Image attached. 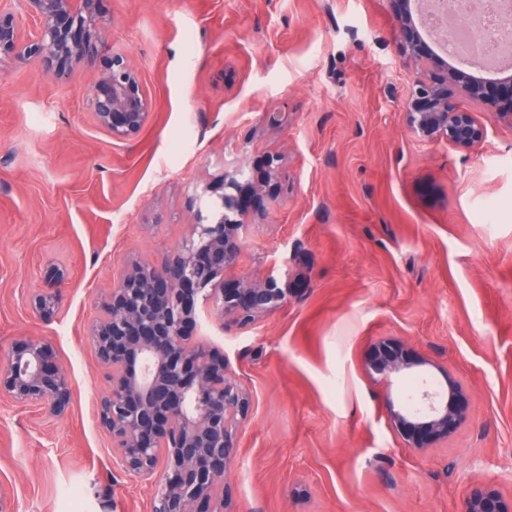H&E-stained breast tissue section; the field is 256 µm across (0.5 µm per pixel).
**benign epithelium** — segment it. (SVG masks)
I'll return each mask as SVG.
<instances>
[{
	"label": "benign epithelium",
	"instance_id": "benign-epithelium-1",
	"mask_svg": "<svg viewBox=\"0 0 512 512\" xmlns=\"http://www.w3.org/2000/svg\"><path fill=\"white\" fill-rule=\"evenodd\" d=\"M416 0H389L402 55L426 65L412 81L404 112L406 126L426 141L472 148L485 137L473 113L454 102L459 92L474 103L497 107L512 124V77L474 79L448 69L425 41L426 28L414 13ZM99 0H21L20 10L0 7V55L36 61L46 75L70 78L75 66L99 53L105 18ZM35 31L27 32V22ZM92 123L112 140L128 142L148 124L153 109L142 76L127 57L112 53L107 67L86 89ZM246 177L238 161L223 164L225 189L192 188L194 223L158 265L133 261L120 269L102 302L88 340L107 370L109 389L99 405L100 426L112 436V454L124 470L158 486L151 512H233L224 472L237 448L238 431L250 398L228 373L224 353L194 335L199 312L221 328H245L282 307L288 291L274 272L224 287V274L242 248L238 192ZM61 301L45 292L32 301L50 319ZM369 369L388 381L424 365L404 355L395 342L374 347ZM73 384L45 338L11 345L0 364V398L58 417L70 406ZM464 393L448 382L440 393L422 385L389 415L409 444L419 450L451 435L465 418ZM463 512H512V496L495 489L469 498Z\"/></svg>",
	"mask_w": 512,
	"mask_h": 512
}]
</instances>
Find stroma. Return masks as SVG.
I'll use <instances>...</instances> for the list:
<instances>
[{
    "instance_id": "obj_1",
    "label": "stroma",
    "mask_w": 512,
    "mask_h": 512,
    "mask_svg": "<svg viewBox=\"0 0 512 512\" xmlns=\"http://www.w3.org/2000/svg\"><path fill=\"white\" fill-rule=\"evenodd\" d=\"M104 43L72 80L0 58V356L50 340L74 393L43 418L0 401V492L12 512H149L97 424L108 390L87 336L129 260L158 263L193 222L187 189L245 164L263 223L245 225L226 287L287 268L288 300L249 328L201 318L248 390L224 482L235 512H462L512 494V124L456 97L478 145L410 134L417 73L398 53L388 0H104ZM127 55L153 101L112 141L84 89ZM283 114L269 127L266 112ZM280 166L279 183L267 184ZM494 209L497 221L481 215ZM64 274L50 320L30 298ZM393 339L435 387L457 381L467 418L419 451L391 422L409 378L367 369ZM463 512H512V495L505 497L496 489H487L469 498Z\"/></svg>"
}]
</instances>
